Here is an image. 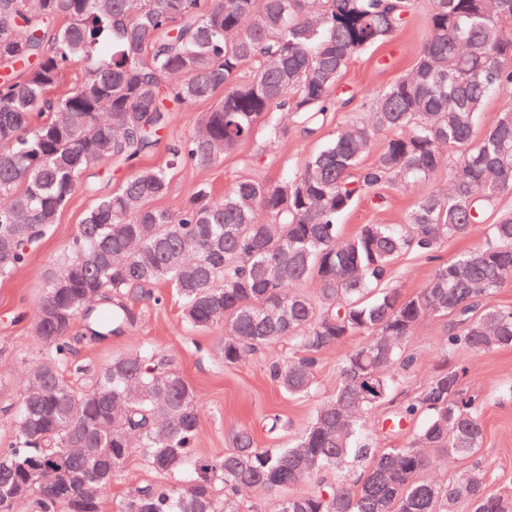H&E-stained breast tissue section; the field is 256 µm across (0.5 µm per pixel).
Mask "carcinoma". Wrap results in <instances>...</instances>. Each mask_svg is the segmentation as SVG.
Returning <instances> with one entry per match:
<instances>
[{
    "label": "carcinoma",
    "mask_w": 512,
    "mask_h": 512,
    "mask_svg": "<svg viewBox=\"0 0 512 512\" xmlns=\"http://www.w3.org/2000/svg\"><path fill=\"white\" fill-rule=\"evenodd\" d=\"M411 9L412 0H0V279L27 263L84 174L130 170L46 275L35 321L51 356L27 371L14 440L0 448V512H13L10 491L31 465L54 475L27 495L40 512H102L134 448L182 480L133 488L120 512H242L254 489L282 495L279 512H512L480 464L448 483L424 476L483 445L481 402L455 366L396 408L393 432L425 416L409 445L359 444L369 413L393 401L394 370L413 365L406 344L423 318L450 319V350L512 346V309L494 302L512 277V213L486 223L512 191V106L474 138L485 101L512 89V0H432L414 68L300 169L240 181L219 199L201 186L177 209L152 205L173 169L223 160L260 125L255 161L298 132L317 134L342 105L335 89L351 58L383 43ZM77 64V86L55 93ZM219 92L165 165H139L172 124L170 103ZM379 137L375 162L362 165ZM452 148L461 153L450 163ZM443 170L446 191L416 198L404 224L342 235L338 219L361 196ZM482 225L489 243L439 263L416 294L383 286L407 251L431 257ZM161 282L188 326L224 327L227 365L293 343L297 356L270 368L292 398L312 393L323 350L363 340L341 359L335 394L287 447L259 448L241 428L224 455L201 454L192 387L149 353L113 356L82 392L60 372L75 323L94 339L119 336L131 321L122 298ZM371 454L355 481H327Z\"/></svg>",
    "instance_id": "obj_1"
}]
</instances>
